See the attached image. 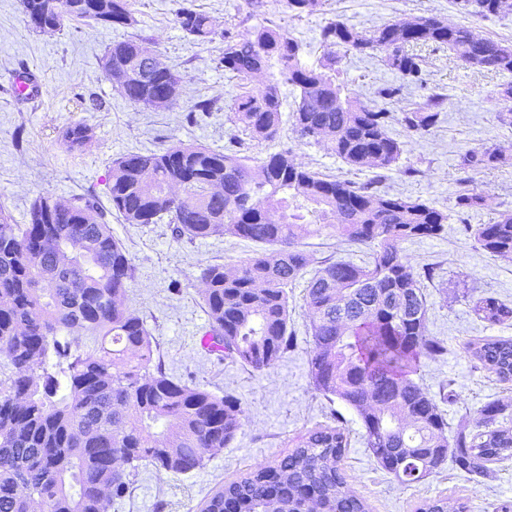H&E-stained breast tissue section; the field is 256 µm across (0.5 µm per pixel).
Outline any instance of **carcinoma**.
<instances>
[{
  "instance_id": "obj_1",
  "label": "carcinoma",
  "mask_w": 512,
  "mask_h": 512,
  "mask_svg": "<svg viewBox=\"0 0 512 512\" xmlns=\"http://www.w3.org/2000/svg\"><path fill=\"white\" fill-rule=\"evenodd\" d=\"M459 11L487 18L512 11V0H455ZM301 18L324 0H284ZM29 29L56 32L71 20L106 28L138 24L133 0H18ZM174 24L198 43L220 38L224 72L245 82L229 106V146L215 151L172 144L112 160L109 209L93 195L60 201L38 197L26 223L0 209V356L11 374L0 380V512H107L131 495L140 468L182 475L206 454L229 444L246 411L233 394L218 396L171 377L143 318L127 303L136 268L112 236L106 215L126 224L167 221L174 237L193 242L228 235L274 246L232 266L212 264L202 275L208 352L253 372L271 369L295 347L288 332V287L305 280L312 314L309 374L328 402L353 411L363 441L380 469L405 486L445 466L487 479L512 459V400L487 401L470 427L448 433L440 407L454 397L453 381L432 392L415 381L424 358L448 354V343L427 328L425 283L434 267H415L402 244L441 237L450 214L420 200L380 190L409 143L441 121L448 98L431 93L397 115L350 91L340 61L350 53L380 58L400 83L376 91L383 100L424 86L425 58L416 47L446 49L467 68L512 74V44L478 37L466 25L433 15L383 24L368 33L340 20L321 31L323 56L304 61L303 45L269 22L242 36L240 24L218 29L194 4L179 0ZM158 52L143 38L108 45L102 68L118 93L135 106L177 104L180 76L167 64H147ZM278 66L280 79L246 82ZM298 91L292 126L298 138L323 142L364 183L333 179L299 163L287 149L263 158L247 155L242 136L258 143L281 138L279 81ZM498 119L512 128V82L498 85ZM399 124L403 135L393 132ZM71 151L89 139L72 124L60 132ZM496 150H467L463 169L498 166ZM491 205L477 188L456 196L459 232L495 258L512 257V210L488 224L464 215ZM334 234L365 250L361 263L326 262L305 278L309 255L301 241ZM473 312L491 326H512V302L491 294L473 300ZM473 367L512 383V337L476 336L465 343ZM350 430L331 410L329 422L292 440L291 449L224 486L200 512H369L352 494L341 468ZM416 512H469L468 502L423 501Z\"/></svg>"
}]
</instances>
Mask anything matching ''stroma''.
<instances>
[{
	"mask_svg": "<svg viewBox=\"0 0 512 512\" xmlns=\"http://www.w3.org/2000/svg\"><path fill=\"white\" fill-rule=\"evenodd\" d=\"M135 30L112 29L90 21H70L60 31H31L17 0H0V80L25 69L41 76L43 96L36 104L0 96V209L23 223L32 201L42 194L68 199L91 194L106 200L111 162L130 151L155 150L172 143L201 144L221 149L228 144L227 107L237 91L235 78L217 64L224 45L191 42L174 26L177 0H135ZM435 15L451 24H464L479 36L512 42V12L489 18L461 14L452 0H326L322 12L291 17L283 0H266L265 19L285 27L302 41L307 63L323 55L319 36L323 25L338 19L359 32H368L392 20ZM138 33L152 39L163 61L183 78V93L170 109H145L123 99L106 78L101 58L106 46ZM426 58L424 88H410L407 95L389 102L400 113L423 94L441 92L448 108L430 134L412 142L386 182L388 190L418 198L443 210H454L456 192L463 179L494 195L498 206L512 209V129L501 125V106L493 95L498 75L463 68L448 51L422 48ZM350 89L362 100L374 101L375 90L396 81L394 72L379 59L347 56L342 62ZM218 100L220 110L189 121L193 104ZM79 123L91 139L81 151H69L58 133ZM23 144H16V131ZM280 146L292 151L296 161L330 177L364 182L369 171H354L326 147L297 138L285 128ZM495 147L506 161L493 169L466 171L459 156L469 149ZM414 168L406 176L405 168ZM113 236L129 252L137 275L128 303L143 317L153 337L156 355L167 372L187 382L206 386L217 394L233 393L241 399L247 418L235 439L221 450L207 454L203 466L189 474L161 475L141 469L129 498L116 501L108 512H155L165 502V512H198L204 501L247 471L273 463L291 439L316 424L326 422L329 403L313 388L308 359L309 314L304 306L303 283L288 290L289 326L294 349L280 363L252 372L208 354L200 338L207 326L201 302V274L211 264L230 265L242 260L258 245L234 237L202 239L187 243L174 238L169 225H132L109 216ZM412 265L439 266L438 278L428 284V330L444 338L448 354L421 362L418 382L429 390L454 381L455 398L444 410L450 428L473 423L476 411L494 398H512V385L473 369L463 349L473 336H496L472 312L462 291L492 294L512 301V259L492 258L477 250L456 230L442 238L405 243ZM345 418L351 446L342 460L347 486L363 498L370 512H414L429 498L469 500L471 512H493L512 501V461L496 469L494 477L476 482L469 475L444 468L415 486H404L380 470L363 444L353 412Z\"/></svg>",
	"mask_w": 512,
	"mask_h": 512,
	"instance_id": "35a3bbf8",
	"label": "stroma"
}]
</instances>
